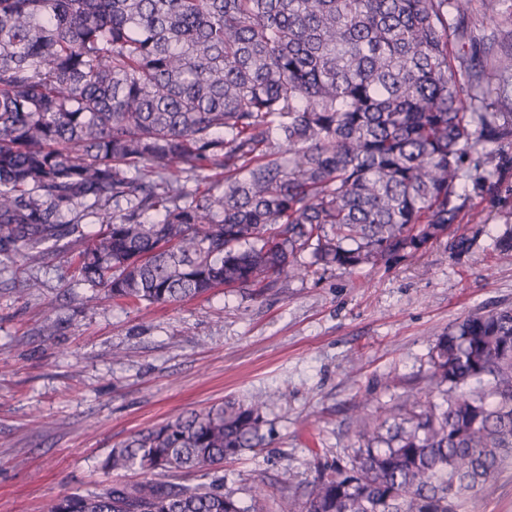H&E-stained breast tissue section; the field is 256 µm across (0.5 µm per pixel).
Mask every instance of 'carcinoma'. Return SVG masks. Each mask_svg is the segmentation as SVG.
Masks as SVG:
<instances>
[{
  "label": "carcinoma",
  "mask_w": 512,
  "mask_h": 512,
  "mask_svg": "<svg viewBox=\"0 0 512 512\" xmlns=\"http://www.w3.org/2000/svg\"><path fill=\"white\" fill-rule=\"evenodd\" d=\"M473 0H0V265L61 245L71 277L135 303L269 289L308 267L419 252L459 223L471 170L512 175V112H486ZM464 68L465 87L457 80ZM95 219L99 229L86 230ZM512 257V226L495 238ZM430 379L386 433L323 464L282 512H482L512 466V309L439 336ZM265 402L192 411L112 449L118 481L42 512H261L224 458L262 440Z\"/></svg>",
  "instance_id": "cac0c4a2"
}]
</instances>
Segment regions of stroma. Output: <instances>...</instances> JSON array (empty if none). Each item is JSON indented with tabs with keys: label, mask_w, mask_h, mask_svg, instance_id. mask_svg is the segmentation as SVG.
<instances>
[{
	"label": "stroma",
	"mask_w": 512,
	"mask_h": 512,
	"mask_svg": "<svg viewBox=\"0 0 512 512\" xmlns=\"http://www.w3.org/2000/svg\"><path fill=\"white\" fill-rule=\"evenodd\" d=\"M465 50L495 59L512 21L474 5ZM453 235L353 271L282 275L259 293L218 288L168 304L134 305L73 282L71 256L0 271V512H41L52 498L98 493L114 478L112 448L140 430L221 403L266 400L263 445L217 473L241 505L255 479L292 475L301 496L320 462L359 446L354 403L368 411L429 391L437 336L468 316L512 309V258L496 235L512 225V180L496 191L465 180ZM468 242L457 251L455 237ZM35 277L38 290L19 293ZM54 318V335L43 332Z\"/></svg>",
	"instance_id": "obj_1"
}]
</instances>
